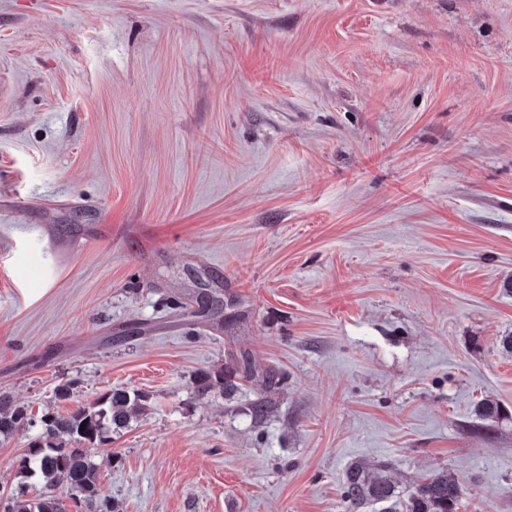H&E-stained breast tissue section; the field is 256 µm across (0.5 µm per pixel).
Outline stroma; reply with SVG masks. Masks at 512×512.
I'll return each mask as SVG.
<instances>
[{
    "label": "stroma",
    "mask_w": 512,
    "mask_h": 512,
    "mask_svg": "<svg viewBox=\"0 0 512 512\" xmlns=\"http://www.w3.org/2000/svg\"><path fill=\"white\" fill-rule=\"evenodd\" d=\"M114 389L118 512H512V0H0V496ZM251 379L254 376V368L251 359L247 355H241V359L234 362V366L213 373H202L197 381L196 388L201 395L210 393L224 394V389L237 385L233 379ZM29 424L26 410L13 407L4 394H0V437H7ZM393 486L381 476H369L361 465L351 466L344 482V511L362 512L368 503L386 502ZM463 494L462 481L447 471H437L416 486L406 512H455Z\"/></svg>",
    "instance_id": "stroma-1"
}]
</instances>
